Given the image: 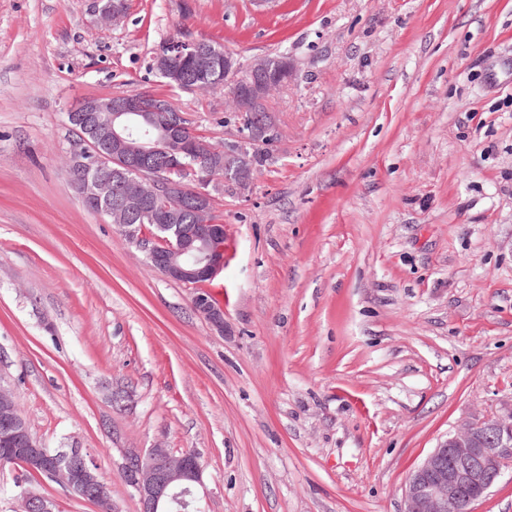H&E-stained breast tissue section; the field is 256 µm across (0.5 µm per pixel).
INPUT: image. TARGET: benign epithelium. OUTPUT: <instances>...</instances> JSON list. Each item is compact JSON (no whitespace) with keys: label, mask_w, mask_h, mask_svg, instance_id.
Instances as JSON below:
<instances>
[{"label":"benign epithelium","mask_w":512,"mask_h":512,"mask_svg":"<svg viewBox=\"0 0 512 512\" xmlns=\"http://www.w3.org/2000/svg\"><path fill=\"white\" fill-rule=\"evenodd\" d=\"M124 13L123 0H109L101 8V16L114 22ZM177 51L192 57L201 69L210 64L211 53L204 41L180 46L173 43L153 59L158 74L187 91H211L206 84L187 82L172 69L171 59ZM268 68L265 56L245 67L235 56H224L229 81L248 75V91L228 92V111L242 115L256 111L259 103L268 100L278 87L288 85L294 76L288 72L276 87L266 78ZM147 96L146 92H133L90 98L73 106L69 119H77L79 112H98L106 129L103 134L94 126L86 127L82 140L71 147L75 162L83 169L105 164L131 171L122 180L85 177L79 194L87 209L106 215L123 232L135 235L154 269L193 289L195 311L222 334L224 308L207 299L204 285L224 268V246H215L224 240V225L177 223L185 207L199 214L211 208L215 201L209 190L211 180L199 176L189 182L177 181L170 173L180 168L178 156L189 148L196 154L224 158V181L245 192L252 185V176L244 172L248 154L277 141L279 128L274 115L266 111L257 115V128L233 143L216 147L202 139L189 142L181 136L187 127L186 114L170 99L159 96L153 108L147 109L142 104ZM138 211L150 212L157 228L173 231L174 238L147 235L143 225L130 223ZM0 443L8 446L26 469L46 473L77 499L91 502L103 494L105 483L84 449L73 443L49 453L31 435L12 392L1 384ZM507 467H512V401L503 403L487 418L460 423L438 443L409 475L403 512H449L451 507L472 512L473 504L488 495ZM122 471L138 497L140 512H200L196 490L203 485V465L195 452L176 454L161 444L145 450L128 448L123 453ZM15 512H55V504L24 491Z\"/></svg>","instance_id":"obj_1"}]
</instances>
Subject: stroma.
<instances>
[{
	"instance_id": "1",
	"label": "stroma",
	"mask_w": 512,
	"mask_h": 512,
	"mask_svg": "<svg viewBox=\"0 0 512 512\" xmlns=\"http://www.w3.org/2000/svg\"><path fill=\"white\" fill-rule=\"evenodd\" d=\"M102 5L0 0V382L115 512L140 510L123 449L158 443L199 453L202 512H402L439 441L512 398V0ZM175 38L297 74L251 190L216 195L220 334L65 174L70 107L169 92ZM173 95L237 138L223 93Z\"/></svg>"
}]
</instances>
